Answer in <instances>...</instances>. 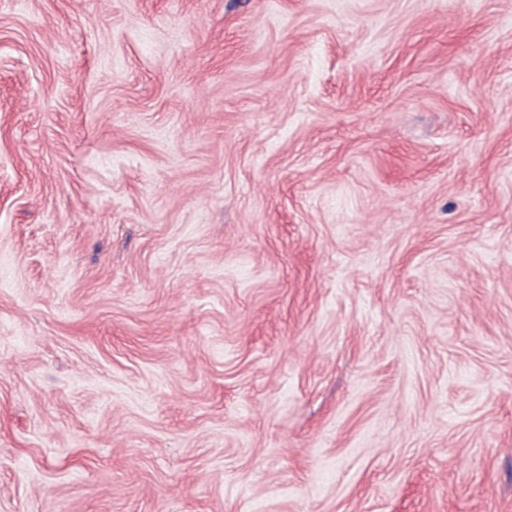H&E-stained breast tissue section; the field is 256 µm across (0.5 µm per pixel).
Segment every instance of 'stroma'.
<instances>
[{"label":"stroma","mask_w":512,"mask_h":512,"mask_svg":"<svg viewBox=\"0 0 512 512\" xmlns=\"http://www.w3.org/2000/svg\"><path fill=\"white\" fill-rule=\"evenodd\" d=\"M0 512H512V0H0Z\"/></svg>","instance_id":"1"}]
</instances>
